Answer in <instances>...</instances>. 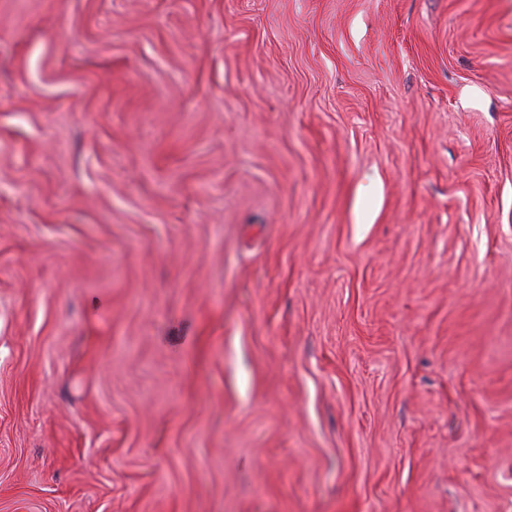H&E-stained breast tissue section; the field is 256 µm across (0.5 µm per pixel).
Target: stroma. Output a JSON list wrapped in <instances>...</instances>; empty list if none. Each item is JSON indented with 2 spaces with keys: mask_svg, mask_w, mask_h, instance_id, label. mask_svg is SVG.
I'll return each mask as SVG.
<instances>
[{
  "mask_svg": "<svg viewBox=\"0 0 512 512\" xmlns=\"http://www.w3.org/2000/svg\"><path fill=\"white\" fill-rule=\"evenodd\" d=\"M0 512H512V0H0Z\"/></svg>",
  "mask_w": 512,
  "mask_h": 512,
  "instance_id": "1",
  "label": "stroma"
}]
</instances>
